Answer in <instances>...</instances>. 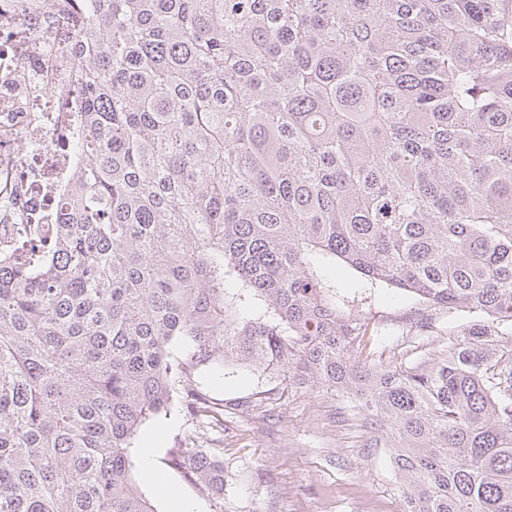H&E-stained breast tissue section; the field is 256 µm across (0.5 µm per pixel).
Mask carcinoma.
Instances as JSON below:
<instances>
[{"label":"carcinoma","instance_id":"carcinoma-1","mask_svg":"<svg viewBox=\"0 0 512 512\" xmlns=\"http://www.w3.org/2000/svg\"><path fill=\"white\" fill-rule=\"evenodd\" d=\"M76 40L87 164L0 256V512H156L138 433L216 419L224 358L346 393L405 512H512V0H90ZM336 259L487 321L363 361ZM169 466L224 501L220 445ZM230 288H226L225 295L228 303L231 304L229 314L231 317L249 318L262 315L267 311V304L253 292L241 287V284L234 278L229 279Z\"/></svg>","mask_w":512,"mask_h":512}]
</instances>
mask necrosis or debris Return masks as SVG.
I'll list each match as a JSON object with an SVG mask.
<instances>
[{"instance_id":"obj_1","label":"necrosis or debris","mask_w":512,"mask_h":512,"mask_svg":"<svg viewBox=\"0 0 512 512\" xmlns=\"http://www.w3.org/2000/svg\"><path fill=\"white\" fill-rule=\"evenodd\" d=\"M82 0H0V255L15 228L52 232L84 157L86 99L75 86Z\"/></svg>"}]
</instances>
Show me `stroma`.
<instances>
[{
  "label": "stroma",
  "instance_id": "35a3bbf8",
  "mask_svg": "<svg viewBox=\"0 0 512 512\" xmlns=\"http://www.w3.org/2000/svg\"><path fill=\"white\" fill-rule=\"evenodd\" d=\"M336 300L377 332L371 353L394 352L410 364L443 356L448 338L478 323V315L437 312L433 329L410 321L425 302L384 283L362 286L361 275L342 261L330 263ZM196 381L224 412L223 426L178 414L145 424L137 447L155 450L158 469L180 499L198 512H404L399 480L385 449L371 448L345 393L301 383L292 373L226 364ZM275 389L274 399L257 394ZM224 445V506L187 483L167 460L184 448Z\"/></svg>",
  "mask_w": 512,
  "mask_h": 512
}]
</instances>
